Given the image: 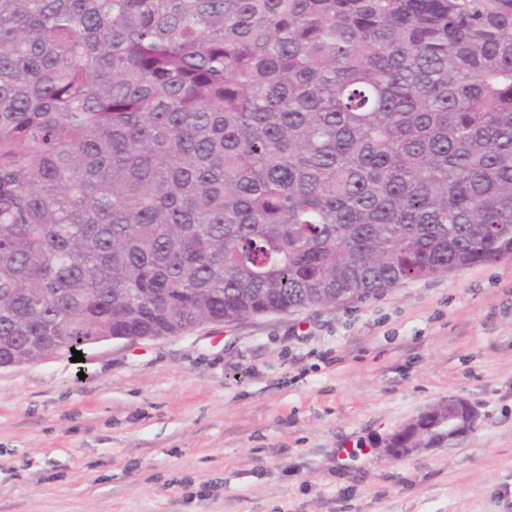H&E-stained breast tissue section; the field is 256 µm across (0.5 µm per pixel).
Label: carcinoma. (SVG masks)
<instances>
[{
  "label": "carcinoma",
  "mask_w": 512,
  "mask_h": 512,
  "mask_svg": "<svg viewBox=\"0 0 512 512\" xmlns=\"http://www.w3.org/2000/svg\"><path fill=\"white\" fill-rule=\"evenodd\" d=\"M508 256L512 0H0L1 366Z\"/></svg>",
  "instance_id": "obj_1"
}]
</instances>
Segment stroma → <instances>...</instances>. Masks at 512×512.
I'll use <instances>...</instances> for the list:
<instances>
[{
  "label": "stroma",
  "instance_id": "stroma-1",
  "mask_svg": "<svg viewBox=\"0 0 512 512\" xmlns=\"http://www.w3.org/2000/svg\"><path fill=\"white\" fill-rule=\"evenodd\" d=\"M451 396L467 437L382 454ZM0 512H512V257L2 367Z\"/></svg>",
  "mask_w": 512,
  "mask_h": 512
}]
</instances>
